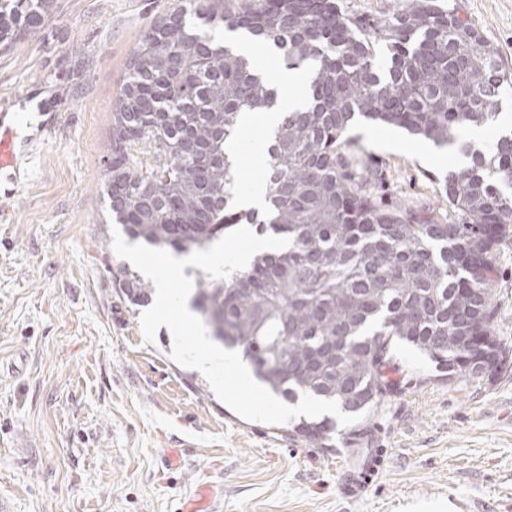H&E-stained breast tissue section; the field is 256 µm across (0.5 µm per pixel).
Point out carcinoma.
Returning <instances> with one entry per match:
<instances>
[{"label":"carcinoma","mask_w":512,"mask_h":512,"mask_svg":"<svg viewBox=\"0 0 512 512\" xmlns=\"http://www.w3.org/2000/svg\"><path fill=\"white\" fill-rule=\"evenodd\" d=\"M54 0H0V45L41 30ZM245 30L309 71L313 103L280 114L263 172L264 205L238 204V156L224 151L244 112L277 90L221 32ZM512 69L480 33L432 0L370 20L339 0H177L131 52L112 106L104 181L112 219L131 240L190 255L238 224L287 237L226 279L198 274L193 305L212 338L238 349L256 378L294 403L310 393L364 414L397 387L393 353L427 355L445 380L473 375L478 336L503 367L493 335L498 247L512 238V128L486 150L460 131L499 119ZM404 129L469 159L444 176L448 224L407 202L384 206V171L346 153L355 116ZM117 296L152 301L150 282L112 272ZM335 423L301 419L291 435L331 447Z\"/></svg>","instance_id":"carcinoma-1"}]
</instances>
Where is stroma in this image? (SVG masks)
<instances>
[{
    "mask_svg": "<svg viewBox=\"0 0 512 512\" xmlns=\"http://www.w3.org/2000/svg\"><path fill=\"white\" fill-rule=\"evenodd\" d=\"M473 24L512 67V0H433ZM173 0H55L46 26L0 46V104L27 94L50 121L12 199L0 197V512H512V365L441 381L394 351L398 390L368 414L388 451L367 496L347 502L333 450L287 426L243 420L203 375L173 362L172 335L143 340L140 308L112 290L120 265L103 195L112 104L126 60ZM349 151L387 171L386 196L443 209L456 154L358 119ZM241 194L260 184L261 115L240 124ZM494 331L512 347V240L496 255ZM181 462H163L166 449Z\"/></svg>",
    "mask_w": 512,
    "mask_h": 512,
    "instance_id": "35a3bbf8",
    "label": "stroma"
}]
</instances>
